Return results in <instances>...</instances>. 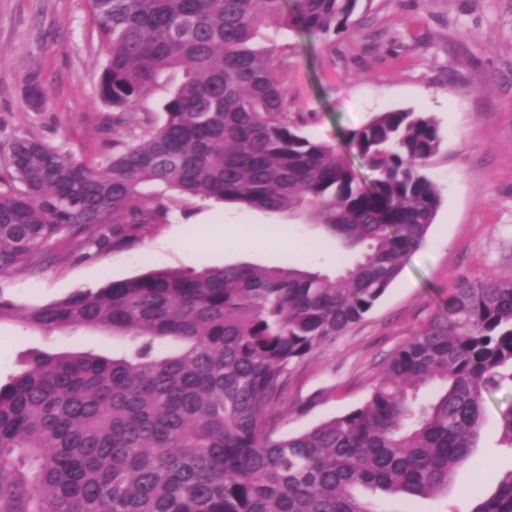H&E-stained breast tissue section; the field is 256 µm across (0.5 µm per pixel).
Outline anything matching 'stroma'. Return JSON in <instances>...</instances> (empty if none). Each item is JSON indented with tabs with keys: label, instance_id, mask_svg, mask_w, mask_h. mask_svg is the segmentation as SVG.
I'll return each instance as SVG.
<instances>
[{
	"label": "stroma",
	"instance_id": "obj_1",
	"mask_svg": "<svg viewBox=\"0 0 512 512\" xmlns=\"http://www.w3.org/2000/svg\"><path fill=\"white\" fill-rule=\"evenodd\" d=\"M349 34L317 36L273 24L288 65L289 110L313 139L342 145V133L379 112L411 109L438 121L441 152L429 172L442 205L425 243L412 251L386 294L346 333L292 370L278 430L299 433L361 405L388 355L428 313L445 310L456 282L512 275V0H366ZM105 59L89 0H0V147L29 133L80 160L111 154L162 118L183 75L167 73L144 104L113 114L99 99ZM47 90L38 110L25 103L31 74ZM170 221L124 225L132 245L58 250L38 275H0V299L49 304L80 288L150 269L250 264L336 275V241L284 215L170 196ZM125 339L96 329L46 332L20 318L0 321V383L26 369L36 351L120 355ZM481 434L468 463L439 500L380 499L383 512H470V486L512 470L501 421L512 385L485 383Z\"/></svg>",
	"mask_w": 512,
	"mask_h": 512
}]
</instances>
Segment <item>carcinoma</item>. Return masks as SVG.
Here are the masks:
<instances>
[{"label":"carcinoma","mask_w":512,"mask_h":512,"mask_svg":"<svg viewBox=\"0 0 512 512\" xmlns=\"http://www.w3.org/2000/svg\"><path fill=\"white\" fill-rule=\"evenodd\" d=\"M361 0H90L115 112L170 69L183 81L162 124L113 140L97 162L22 133L0 170V274L36 273L49 247L102 248L121 225L167 224L188 198L316 224L360 256L334 277L229 265L150 271L20 308L0 320L122 336L120 356L38 352L0 385V512H380L377 498L434 499L468 462L484 420L481 379L512 383V277H462L387 358L363 404L275 433L294 365L359 322L424 242L441 206L430 175L442 135L425 112L374 115L343 136L373 173L289 116L277 19L352 31ZM266 45H259V41ZM27 103L46 93L38 76ZM435 386L423 401L422 390ZM471 512H512V470Z\"/></svg>","instance_id":"obj_1"}]
</instances>
